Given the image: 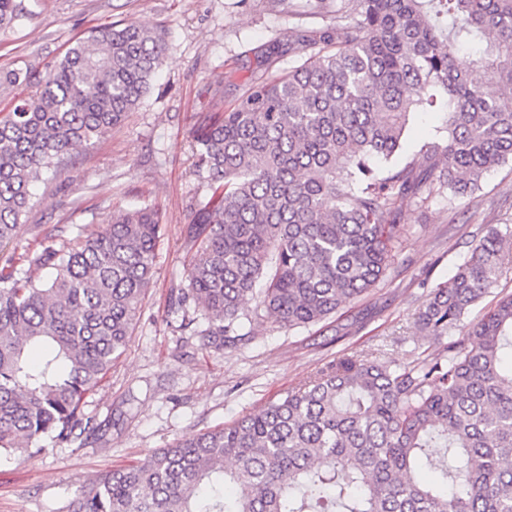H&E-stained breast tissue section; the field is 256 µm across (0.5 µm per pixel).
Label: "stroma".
<instances>
[{
    "instance_id": "obj_1",
    "label": "stroma",
    "mask_w": 512,
    "mask_h": 512,
    "mask_svg": "<svg viewBox=\"0 0 512 512\" xmlns=\"http://www.w3.org/2000/svg\"><path fill=\"white\" fill-rule=\"evenodd\" d=\"M30 15L0 30V69L43 70L91 27L135 22L161 32L163 67L125 119L76 153L58 175L46 174L21 220L12 249H40L61 226L74 237L99 213L152 204L162 216L154 278L123 354L85 398L105 426L86 444L45 442L35 455L0 458V512H65L85 484L178 439L230 422L277 400L337 358L358 352L389 363L413 360L423 337L415 327L431 287L450 280L483 225L512 231V161L471 194L443 191L405 205L394 264L368 294L327 320L282 329L255 320L254 336L234 348L204 345L207 323L194 303L171 313L172 292L187 287L197 244L188 214L209 189L194 167V129L222 115L248 85L283 74L298 61L286 47L296 26L268 0H25ZM441 112L413 115L396 166L426 172L427 143L445 138Z\"/></svg>"
}]
</instances>
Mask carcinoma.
Masks as SVG:
<instances>
[{
	"mask_svg": "<svg viewBox=\"0 0 512 512\" xmlns=\"http://www.w3.org/2000/svg\"><path fill=\"white\" fill-rule=\"evenodd\" d=\"M300 24L299 65L254 81L196 128L209 195L189 235L188 287L207 342L252 339L242 299L288 329L327 320L394 261L401 207L465 195L512 159V0H275ZM26 15L0 0V30ZM472 51L469 67L455 63ZM162 34L98 26L39 74L0 70L31 92L0 114V246L18 234L43 174L119 125L162 66ZM447 114L427 175L390 161L415 112ZM0 266V449L85 442L101 423L85 395L123 352L153 277L158 211L142 204ZM495 225L431 288L409 363L347 356L230 424L159 448L78 490L67 512H512V295L467 321L503 273ZM439 470L429 483L414 477Z\"/></svg>",
	"mask_w": 512,
	"mask_h": 512,
	"instance_id": "cac0c4a2",
	"label": "carcinoma"
}]
</instances>
